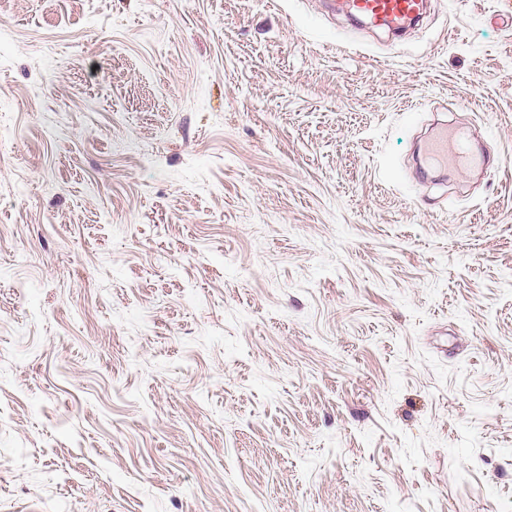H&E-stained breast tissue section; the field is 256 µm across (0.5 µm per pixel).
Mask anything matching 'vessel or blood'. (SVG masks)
Here are the masks:
<instances>
[{
	"label": "vessel or blood",
	"instance_id": "vessel-or-blood-1",
	"mask_svg": "<svg viewBox=\"0 0 512 512\" xmlns=\"http://www.w3.org/2000/svg\"><path fill=\"white\" fill-rule=\"evenodd\" d=\"M339 10L349 19L373 27L398 32L418 22L425 14L428 0H337ZM427 156L436 165L456 169H484L494 157L476 144L471 132L445 128L427 146Z\"/></svg>",
	"mask_w": 512,
	"mask_h": 512
}]
</instances>
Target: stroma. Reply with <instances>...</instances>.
<instances>
[{
    "label": "stroma",
    "mask_w": 512,
    "mask_h": 512,
    "mask_svg": "<svg viewBox=\"0 0 512 512\" xmlns=\"http://www.w3.org/2000/svg\"><path fill=\"white\" fill-rule=\"evenodd\" d=\"M0 512H512V0H0ZM427 0H338V9L353 21L398 32L418 22L426 13ZM448 142L452 145L449 149ZM427 156L433 164L469 171L482 170L494 161L486 147L476 144L471 132L447 126L428 143Z\"/></svg>",
    "instance_id": "obj_1"
}]
</instances>
